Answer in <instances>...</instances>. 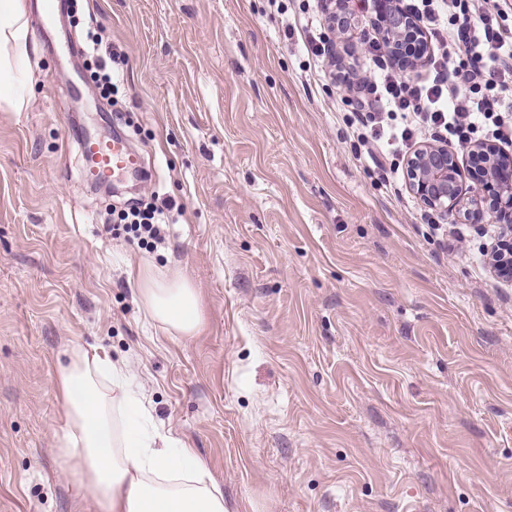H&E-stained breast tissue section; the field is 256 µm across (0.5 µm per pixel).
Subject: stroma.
Wrapping results in <instances>:
<instances>
[{"label":"stroma","instance_id":"35a3bbf8","mask_svg":"<svg viewBox=\"0 0 512 512\" xmlns=\"http://www.w3.org/2000/svg\"><path fill=\"white\" fill-rule=\"evenodd\" d=\"M31 12L33 94L0 110V512H96L62 456L72 346L123 362L156 430L195 449L229 512H512V282L493 223L456 224L383 177L351 122L386 66L361 33L323 62L321 0H64ZM95 23L118 86L83 54ZM128 133L151 172L93 188L69 135ZM176 203L139 248L109 208ZM199 289L196 336L149 319L132 265Z\"/></svg>","mask_w":512,"mask_h":512}]
</instances>
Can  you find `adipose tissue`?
Listing matches in <instances>:
<instances>
[{
  "label": "adipose tissue",
  "mask_w": 512,
  "mask_h": 512,
  "mask_svg": "<svg viewBox=\"0 0 512 512\" xmlns=\"http://www.w3.org/2000/svg\"><path fill=\"white\" fill-rule=\"evenodd\" d=\"M27 0H0V108L22 111L33 90ZM147 315L167 332L195 336L198 289L184 274L147 263L129 272ZM65 406L63 450L78 458L97 512H227L224 495L191 448H173L151 428L123 364L73 347L57 375Z\"/></svg>",
  "instance_id": "1"
}]
</instances>
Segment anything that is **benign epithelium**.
Wrapping results in <instances>:
<instances>
[{
    "instance_id": "7a95c632",
    "label": "benign epithelium",
    "mask_w": 512,
    "mask_h": 512,
    "mask_svg": "<svg viewBox=\"0 0 512 512\" xmlns=\"http://www.w3.org/2000/svg\"><path fill=\"white\" fill-rule=\"evenodd\" d=\"M381 34L386 61L405 74L423 62L428 43L420 18L405 0H365ZM332 29L344 31L350 20L345 0H323ZM410 192L426 208L457 224L495 223L499 239L488 254L495 275L512 281V154L488 141H477L460 163L448 141L435 137L419 145L405 162ZM473 194H463L465 181Z\"/></svg>"
}]
</instances>
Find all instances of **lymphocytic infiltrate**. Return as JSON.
<instances>
[{
	"mask_svg": "<svg viewBox=\"0 0 512 512\" xmlns=\"http://www.w3.org/2000/svg\"><path fill=\"white\" fill-rule=\"evenodd\" d=\"M418 14L443 49L434 63L432 80L384 73L380 95L362 100L374 126L372 140L404 143L420 126L438 128L457 144L470 142L477 125L491 122L494 141L512 144V118L500 108L512 102V34L500 17L512 10V0H493L483 9L478 0H420ZM170 203L140 200L118 210L112 226L116 235L148 248L163 239Z\"/></svg>",
	"mask_w": 512,
	"mask_h": 512,
	"instance_id": "obj_1",
	"label": "lymphocytic infiltrate"
}]
</instances>
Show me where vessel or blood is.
<instances>
[{"label": "vessel or blood", "mask_w": 512, "mask_h": 512, "mask_svg": "<svg viewBox=\"0 0 512 512\" xmlns=\"http://www.w3.org/2000/svg\"><path fill=\"white\" fill-rule=\"evenodd\" d=\"M74 138L85 159L81 170L83 181L96 184L111 174L138 175L144 169L142 154L122 137L94 138L78 132Z\"/></svg>", "instance_id": "1"}]
</instances>
